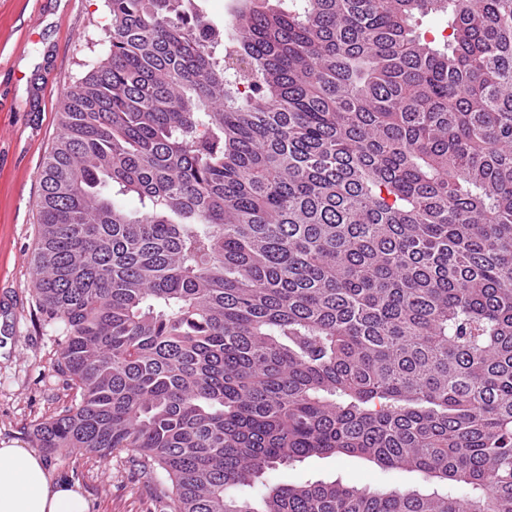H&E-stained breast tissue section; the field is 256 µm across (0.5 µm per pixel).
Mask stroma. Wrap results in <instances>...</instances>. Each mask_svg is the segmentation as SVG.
<instances>
[{
    "label": "stroma",
    "instance_id": "stroma-1",
    "mask_svg": "<svg viewBox=\"0 0 512 512\" xmlns=\"http://www.w3.org/2000/svg\"><path fill=\"white\" fill-rule=\"evenodd\" d=\"M105 0H0V447L33 449L35 425L70 404L54 363L58 332L37 308L31 256L39 173L69 91L104 54ZM52 481L78 486L92 512H171L164 485L129 454L43 452ZM271 484L339 481L372 490H428L419 473L355 457H312L265 476Z\"/></svg>",
    "mask_w": 512,
    "mask_h": 512
}]
</instances>
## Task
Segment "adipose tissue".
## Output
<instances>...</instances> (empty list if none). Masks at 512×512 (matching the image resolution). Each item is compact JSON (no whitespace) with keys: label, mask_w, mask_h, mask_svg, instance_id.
I'll return each instance as SVG.
<instances>
[{"label":"adipose tissue","mask_w":512,"mask_h":512,"mask_svg":"<svg viewBox=\"0 0 512 512\" xmlns=\"http://www.w3.org/2000/svg\"><path fill=\"white\" fill-rule=\"evenodd\" d=\"M0 512H90L76 487L52 483L42 457L33 450L0 447Z\"/></svg>","instance_id":"ef3b65f1"}]
</instances>
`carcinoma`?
<instances>
[{"instance_id":"cac0c4a2","label":"carcinoma","mask_w":512,"mask_h":512,"mask_svg":"<svg viewBox=\"0 0 512 512\" xmlns=\"http://www.w3.org/2000/svg\"><path fill=\"white\" fill-rule=\"evenodd\" d=\"M106 3L40 173L39 447L172 512H512V0ZM343 455L463 493L264 481ZM241 0H204L208 16L217 24L227 23L237 10ZM448 17L442 14H428L416 21L417 32L425 35L427 40H435L438 47L443 46L445 35L448 34Z\"/></svg>"}]
</instances>
